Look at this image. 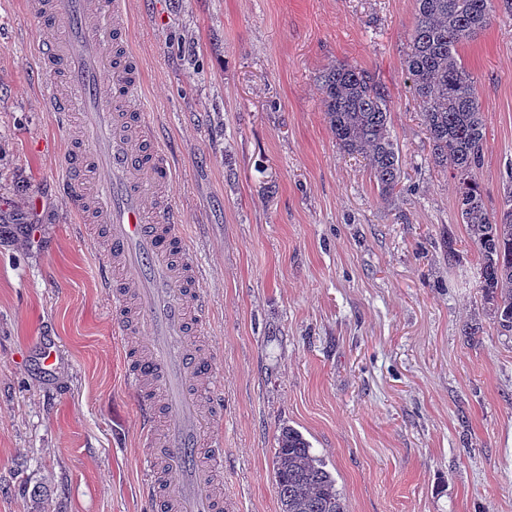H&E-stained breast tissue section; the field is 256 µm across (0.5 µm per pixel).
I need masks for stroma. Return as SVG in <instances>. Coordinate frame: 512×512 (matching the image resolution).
Listing matches in <instances>:
<instances>
[{"instance_id":"1","label":"stroma","mask_w":512,"mask_h":512,"mask_svg":"<svg viewBox=\"0 0 512 512\" xmlns=\"http://www.w3.org/2000/svg\"><path fill=\"white\" fill-rule=\"evenodd\" d=\"M128 9L145 123L173 159L174 221L201 259L223 512H279L286 425L350 512H512V333L481 298L454 183L410 90L415 0ZM45 28L25 0H0V210L27 228L0 226V512H150L126 346L92 273L107 241L62 189L85 131L58 127L41 95ZM463 58L496 214L512 176V16L496 13ZM339 62L390 91L403 169L388 200L327 123L320 77ZM45 336L60 349L49 374Z\"/></svg>"}]
</instances>
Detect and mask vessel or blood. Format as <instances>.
I'll return each instance as SVG.
<instances>
[{
  "instance_id": "1",
  "label": "vessel or blood",
  "mask_w": 512,
  "mask_h": 512,
  "mask_svg": "<svg viewBox=\"0 0 512 512\" xmlns=\"http://www.w3.org/2000/svg\"><path fill=\"white\" fill-rule=\"evenodd\" d=\"M29 7L56 23L37 52L42 72L64 77L48 107L63 126L83 123L90 138L88 147L69 149L63 189L79 212L94 208L109 226L112 258L97 276L112 321L122 335L133 316L151 330L131 346L125 374L144 422L140 469L151 512H219L209 475L224 467L214 432L224 409L216 401L201 407L203 391L214 388V360L193 341L205 333L206 302L190 289L201 268L164 203L170 157L140 123V62L122 49L125 0H30ZM104 43L112 53L99 52ZM102 73L108 86L97 82Z\"/></svg>"
}]
</instances>
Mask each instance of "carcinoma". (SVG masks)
<instances>
[{
  "label": "carcinoma",
  "instance_id": "carcinoma-1",
  "mask_svg": "<svg viewBox=\"0 0 512 512\" xmlns=\"http://www.w3.org/2000/svg\"><path fill=\"white\" fill-rule=\"evenodd\" d=\"M416 17L403 64L421 108L432 155L457 181L461 223L480 255L482 298L498 324L512 331V206L488 212L478 170L485 140V109L462 49L487 29L512 0H415ZM326 117L336 144L368 164L381 199L401 178L402 159L390 124V93L358 65L339 62L322 76ZM280 512H350L336 478L303 434L281 429L274 449Z\"/></svg>",
  "mask_w": 512,
  "mask_h": 512
}]
</instances>
